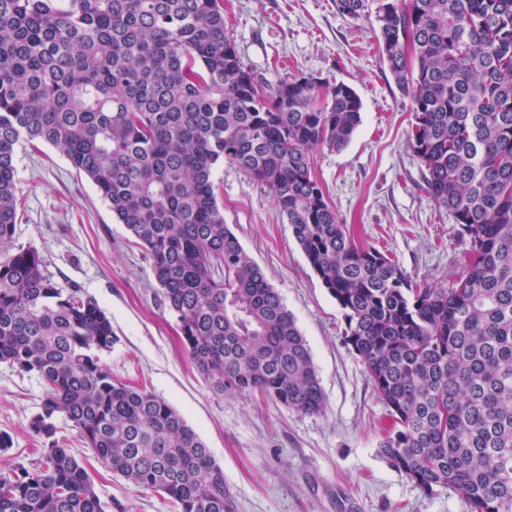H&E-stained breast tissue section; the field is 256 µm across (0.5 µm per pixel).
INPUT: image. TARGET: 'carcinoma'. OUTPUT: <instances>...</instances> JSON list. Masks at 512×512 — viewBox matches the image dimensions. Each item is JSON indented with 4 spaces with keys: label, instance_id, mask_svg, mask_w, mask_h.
Listing matches in <instances>:
<instances>
[{
    "label": "carcinoma",
    "instance_id": "obj_1",
    "mask_svg": "<svg viewBox=\"0 0 512 512\" xmlns=\"http://www.w3.org/2000/svg\"><path fill=\"white\" fill-rule=\"evenodd\" d=\"M375 10L378 45L414 117L427 189L468 237L465 270L421 287L352 240L312 172L361 120L343 82L258 79L224 0H0V363L46 385L30 428L39 465L0 475V512H105L54 420L173 512H236L224 471L184 417L112 376L106 313L64 291L43 255L14 248L17 151L46 143L87 177L146 250L179 337L219 393L324 409L306 339L224 224L215 169L271 192L344 312L389 429L379 453L466 512H512V0H334Z\"/></svg>",
    "mask_w": 512,
    "mask_h": 512
}]
</instances>
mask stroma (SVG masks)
Masks as SVG:
<instances>
[{"label":"stroma","mask_w":512,"mask_h":512,"mask_svg":"<svg viewBox=\"0 0 512 512\" xmlns=\"http://www.w3.org/2000/svg\"><path fill=\"white\" fill-rule=\"evenodd\" d=\"M224 23L244 64L273 82L313 75L352 87L361 122L342 149L314 152L312 171L357 244L392 256L421 286L462 272L469 240L426 189L410 141V101L382 57L374 19L352 21L334 0H224ZM15 247L38 249L58 287L79 288L112 320L117 342L102 362L145 385L179 411L223 469L237 512H465L443 489L426 495L378 453L387 425L359 356L344 341L345 320L295 241L273 196L234 165L215 175L224 222L294 314L317 368L325 409L303 415L274 401L214 392L188 358L177 318L163 302L152 262L112 216L94 185L53 147L22 145ZM45 386L0 363V474L34 468L29 424ZM91 475L106 512H171L138 491L56 419Z\"/></svg>","instance_id":"35a3bbf8"}]
</instances>
